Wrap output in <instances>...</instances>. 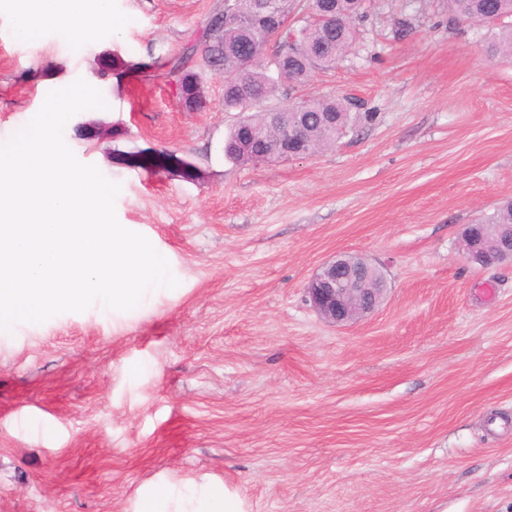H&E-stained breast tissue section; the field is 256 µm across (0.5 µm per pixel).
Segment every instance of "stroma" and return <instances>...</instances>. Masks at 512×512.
<instances>
[{
	"instance_id": "stroma-1",
	"label": "stroma",
	"mask_w": 512,
	"mask_h": 512,
	"mask_svg": "<svg viewBox=\"0 0 512 512\" xmlns=\"http://www.w3.org/2000/svg\"><path fill=\"white\" fill-rule=\"evenodd\" d=\"M216 2L112 0L78 41L17 38L0 0V143L50 91L98 89L107 109L64 140L120 184L118 221L178 281L127 312L0 330V512H134L153 482L205 477L252 512H512V263H470L462 242L512 198V61L487 59L493 30L448 0H370L335 68L269 102L356 98L347 134L240 164L222 69L202 71L198 112L169 75ZM107 49L161 66L102 76ZM91 117L107 138L77 135ZM162 151L170 168L129 162ZM345 252L390 291L336 327L307 285Z\"/></svg>"
}]
</instances>
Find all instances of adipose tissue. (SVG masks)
Wrapping results in <instances>:
<instances>
[{
    "label": "adipose tissue",
    "mask_w": 512,
    "mask_h": 512,
    "mask_svg": "<svg viewBox=\"0 0 512 512\" xmlns=\"http://www.w3.org/2000/svg\"><path fill=\"white\" fill-rule=\"evenodd\" d=\"M16 34L27 37L44 28L56 29L82 40L111 14L110 0H95L93 8L70 6L68 0H19ZM135 512H251L247 500L235 489L211 480L160 481L144 489Z\"/></svg>",
    "instance_id": "adipose-tissue-1"
}]
</instances>
